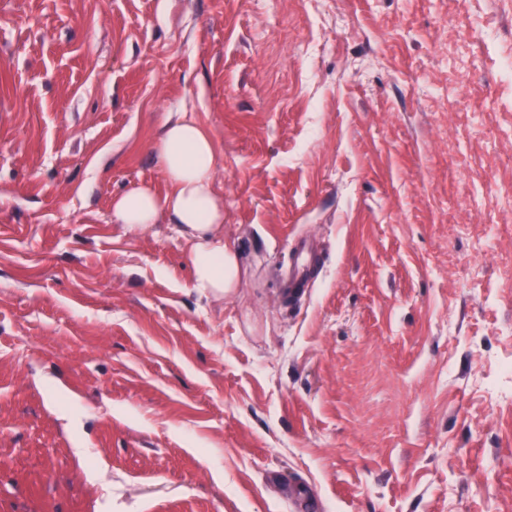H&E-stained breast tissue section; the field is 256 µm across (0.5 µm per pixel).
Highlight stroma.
I'll list each match as a JSON object with an SVG mask.
<instances>
[{
    "instance_id": "obj_1",
    "label": "stroma",
    "mask_w": 512,
    "mask_h": 512,
    "mask_svg": "<svg viewBox=\"0 0 512 512\" xmlns=\"http://www.w3.org/2000/svg\"><path fill=\"white\" fill-rule=\"evenodd\" d=\"M508 58L512 0H0V512H512ZM182 108L221 298L110 221ZM320 261L315 238L308 236L294 241L288 253V275L282 281L283 298L288 304L299 302L311 288Z\"/></svg>"
}]
</instances>
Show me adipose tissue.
Returning <instances> with one entry per match:
<instances>
[{
  "label": "adipose tissue",
  "mask_w": 512,
  "mask_h": 512,
  "mask_svg": "<svg viewBox=\"0 0 512 512\" xmlns=\"http://www.w3.org/2000/svg\"><path fill=\"white\" fill-rule=\"evenodd\" d=\"M156 151L168 192L161 196L140 185L116 196L111 220L130 232L163 219L175 224L191 262L193 287L223 297L236 288L240 266L224 241V199L215 189L216 142L193 111L183 109L162 129Z\"/></svg>",
  "instance_id": "1"
}]
</instances>
